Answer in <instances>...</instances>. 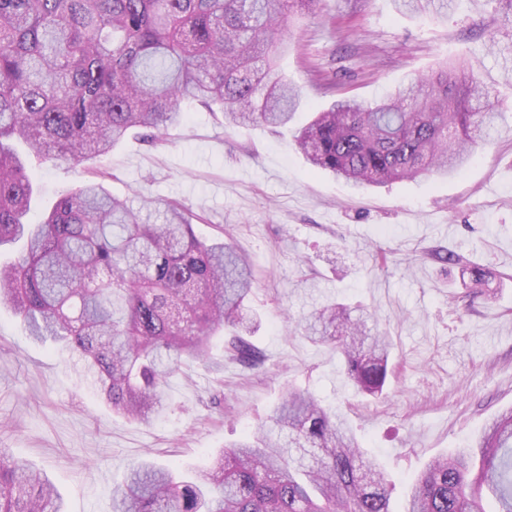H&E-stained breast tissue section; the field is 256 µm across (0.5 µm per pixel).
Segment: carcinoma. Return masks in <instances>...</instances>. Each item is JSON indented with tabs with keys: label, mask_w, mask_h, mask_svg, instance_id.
<instances>
[{
	"label": "carcinoma",
	"mask_w": 512,
	"mask_h": 512,
	"mask_svg": "<svg viewBox=\"0 0 512 512\" xmlns=\"http://www.w3.org/2000/svg\"><path fill=\"white\" fill-rule=\"evenodd\" d=\"M422 16L435 0H395ZM315 0H0V307L28 336L77 353L112 412L148 423L168 378L207 362L223 339L244 368L266 362L249 334L254 268L195 235L179 204L134 207L104 180L62 194L29 220L35 163L82 166L135 132L153 143L199 104L224 127L289 126L301 105L277 63L285 32ZM503 121L478 74L444 62L370 106L338 100L295 136L312 167L351 188L459 172ZM302 337L340 354L358 392L380 397L391 337L329 302ZM391 483L347 420L286 387L262 430L224 446L185 480L131 464L112 512H391ZM0 512H66L46 476L0 448ZM404 512H512V410L474 445L418 476Z\"/></svg>",
	"instance_id": "carcinoma-1"
}]
</instances>
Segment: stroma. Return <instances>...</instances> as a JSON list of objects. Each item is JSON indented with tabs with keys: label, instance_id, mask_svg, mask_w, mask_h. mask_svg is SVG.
I'll use <instances>...</instances> for the list:
<instances>
[{
	"label": "stroma",
	"instance_id": "35a3bbf8",
	"mask_svg": "<svg viewBox=\"0 0 512 512\" xmlns=\"http://www.w3.org/2000/svg\"><path fill=\"white\" fill-rule=\"evenodd\" d=\"M286 39L279 70L303 93L293 127L228 131L196 107L166 142L131 136L95 162L114 195L179 202L199 238L224 237L249 255L263 367L218 355L184 363L169 379L167 408L131 422L106 407L77 355L32 342L0 309V448L44 470L66 512H112L113 487L146 456L181 472L206 467L266 422L289 381L346 415L389 475L396 510L415 473L512 408V130L454 178L359 192L310 169L293 141L334 101L372 104L444 60L471 65L512 113V15L500 0H452L431 20L393 0H317ZM80 179L67 163L37 168L43 205ZM441 251L461 263L439 260ZM475 266L493 274L488 294L466 286ZM330 300L371 313L393 336L386 398L357 394L335 350L289 334Z\"/></svg>",
	"mask_w": 512,
	"mask_h": 512
}]
</instances>
